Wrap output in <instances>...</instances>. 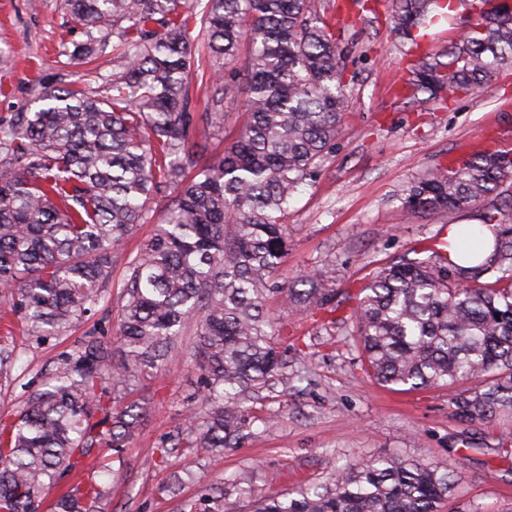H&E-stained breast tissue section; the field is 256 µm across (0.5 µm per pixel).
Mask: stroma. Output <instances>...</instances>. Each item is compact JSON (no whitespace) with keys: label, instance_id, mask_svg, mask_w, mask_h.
I'll list each match as a JSON object with an SVG mask.
<instances>
[{"label":"stroma","instance_id":"1","mask_svg":"<svg viewBox=\"0 0 512 512\" xmlns=\"http://www.w3.org/2000/svg\"><path fill=\"white\" fill-rule=\"evenodd\" d=\"M82 29L65 0H0V121L28 111L42 87L75 79L95 97L108 93L112 53L104 51L91 69L67 56ZM355 51L347 59L356 75L346 132L315 181L301 185L288 210V254L276 273L294 284L313 266L335 268L337 296H355L380 263L408 249L432 245L448 217L404 214L396 194L403 185L440 164H451L464 142L512 140V68L490 93L467 96L417 114L388 91L398 71V42L385 22L342 31ZM125 271L116 263L104 296L89 316L58 336L34 335L22 313L0 294V419H15L65 352L89 336L113 337L124 303ZM288 338L307 347L314 384L274 385L253 405L250 439L240 447L209 453L178 446L191 394L201 386L193 354L197 338L187 333L181 352L163 374L142 375L133 393L145 412L126 447L108 451L105 463L112 495L106 512H183L240 470H252L259 493L274 494L324 479L339 459L376 455L444 459L460 450L457 487L450 512H512V484L501 481L512 462L483 454L494 446L504 420L462 429L454 419L455 389L413 391L382 387L360 368L359 352L344 337L322 346V314L295 316L278 309ZM194 479L178 494L168 487L185 463Z\"/></svg>","mask_w":512,"mask_h":512}]
</instances>
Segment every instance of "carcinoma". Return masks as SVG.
<instances>
[{
  "label": "carcinoma",
  "mask_w": 512,
  "mask_h": 512,
  "mask_svg": "<svg viewBox=\"0 0 512 512\" xmlns=\"http://www.w3.org/2000/svg\"><path fill=\"white\" fill-rule=\"evenodd\" d=\"M86 40L74 65L112 43V94L88 95L67 82L37 106L0 125V288L38 333H59L102 298L118 247L153 219L157 194L170 190L154 233L125 262L126 300L117 340L90 336L59 366L14 420H0V512H37L42 497L78 470L55 512H101L111 493L101 480L103 448L124 447L143 407L126 401L143 374L160 373L178 338L196 326L203 416L185 419L189 448H236L251 434L250 404L274 381H288V350L267 302L297 314L336 312L335 271L319 264L310 288L274 279L287 254L288 208L345 132L355 84L335 20L353 27L379 18L373 0H65ZM448 28V47L430 49ZM387 26L406 47L394 96L428 112L484 94L512 67V4L507 0H393ZM199 28L193 36L192 29ZM250 44L242 68V43ZM212 63L211 113L240 81L247 121L224 153L199 166L192 108L196 54ZM410 213L469 211L488 225L491 251L459 264L446 246L374 269L348 314L322 323L342 329L362 354V370L384 386L410 390L472 387L455 395L467 425L512 416V228L494 212L512 209V153L479 148L453 168L437 167L398 193ZM500 318H495V315ZM497 456L512 455V426ZM449 462L401 456L348 460L324 481L262 496L253 512H441L456 487ZM253 474L224 482L203 512L250 495Z\"/></svg>",
  "instance_id": "obj_1"
}]
</instances>
